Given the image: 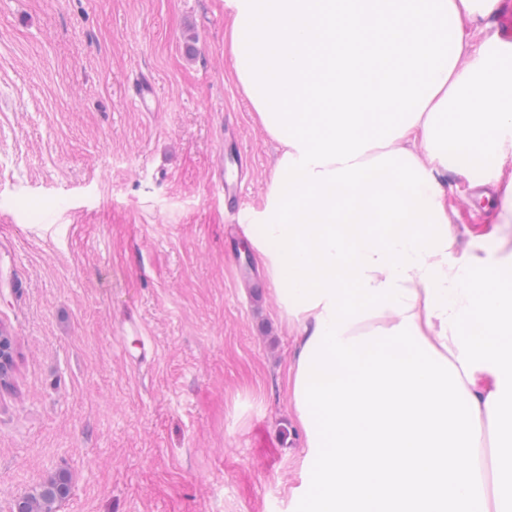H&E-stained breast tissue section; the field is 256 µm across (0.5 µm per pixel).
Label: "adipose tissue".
Listing matches in <instances>:
<instances>
[{
    "label": "adipose tissue",
    "mask_w": 512,
    "mask_h": 512,
    "mask_svg": "<svg viewBox=\"0 0 512 512\" xmlns=\"http://www.w3.org/2000/svg\"><path fill=\"white\" fill-rule=\"evenodd\" d=\"M499 2L224 0L280 146L244 235L295 338L301 512H512V262L460 250L446 179L492 169L512 222V39L472 41Z\"/></svg>",
    "instance_id": "1"
}]
</instances>
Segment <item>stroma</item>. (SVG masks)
<instances>
[{"mask_svg": "<svg viewBox=\"0 0 512 512\" xmlns=\"http://www.w3.org/2000/svg\"><path fill=\"white\" fill-rule=\"evenodd\" d=\"M228 26L224 0H0V512L63 469L57 512H293L294 338L219 186L229 134L258 208L278 145ZM448 180L462 242L512 258Z\"/></svg>", "mask_w": 512, "mask_h": 512, "instance_id": "stroma-1", "label": "stroma"}]
</instances>
